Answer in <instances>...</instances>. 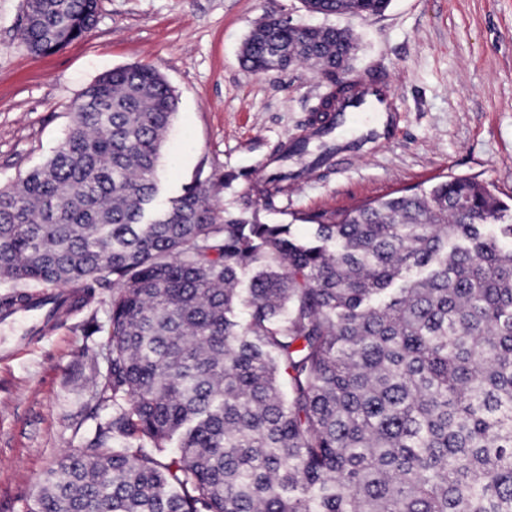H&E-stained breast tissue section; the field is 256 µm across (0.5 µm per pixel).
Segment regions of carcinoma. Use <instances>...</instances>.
Returning <instances> with one entry per match:
<instances>
[{
    "instance_id": "obj_1",
    "label": "carcinoma",
    "mask_w": 512,
    "mask_h": 512,
    "mask_svg": "<svg viewBox=\"0 0 512 512\" xmlns=\"http://www.w3.org/2000/svg\"><path fill=\"white\" fill-rule=\"evenodd\" d=\"M98 0H26L21 40L55 51ZM371 17L390 0H301ZM351 30L264 19L253 73L336 72ZM179 98L148 65L86 87L53 155L0 189V280L112 276V419L39 484L36 512H512V205L470 177L301 217L224 219L202 181L158 203ZM294 174L265 181L275 210ZM249 272L248 287L240 288ZM178 453L162 461L171 443Z\"/></svg>"
}]
</instances>
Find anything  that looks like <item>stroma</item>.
<instances>
[{
  "instance_id": "35a3bbf8",
  "label": "stroma",
  "mask_w": 512,
  "mask_h": 512,
  "mask_svg": "<svg viewBox=\"0 0 512 512\" xmlns=\"http://www.w3.org/2000/svg\"><path fill=\"white\" fill-rule=\"evenodd\" d=\"M24 0H0V188L43 165L83 89L114 68H156L179 96L160 161V197L206 182L218 211L261 208L257 173L303 135L328 83L314 67L253 74L241 65L255 21L292 15L352 29L348 76L385 74L405 115L391 144L345 170L323 167L288 191L269 224L310 235L300 217L349 209L444 177L471 176L512 198V0H391L364 19L306 13L301 0H99L96 26L65 48L31 53ZM52 332L0 360V512H27L40 480L112 417L92 382L107 370L112 282L95 284Z\"/></svg>"
}]
</instances>
